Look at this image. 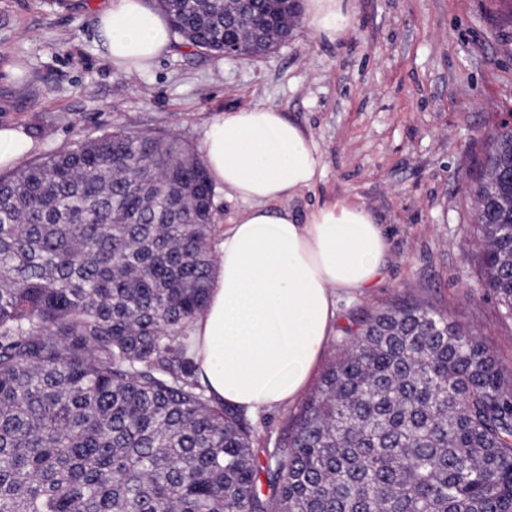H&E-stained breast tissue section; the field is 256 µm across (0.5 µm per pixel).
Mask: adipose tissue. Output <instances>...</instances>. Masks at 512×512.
Returning a JSON list of instances; mask_svg holds the SVG:
<instances>
[{"label": "adipose tissue", "mask_w": 512, "mask_h": 512, "mask_svg": "<svg viewBox=\"0 0 512 512\" xmlns=\"http://www.w3.org/2000/svg\"><path fill=\"white\" fill-rule=\"evenodd\" d=\"M308 24L333 39L351 22L346 0H305ZM98 45L118 70L140 71L171 44L146 0H111L96 17ZM202 155L242 210L214 244L207 303L191 325L195 372L216 402L256 415L304 395L339 319L337 302L372 288L388 244L372 213L339 199L298 217L281 202L319 180L313 137L274 104L219 114Z\"/></svg>", "instance_id": "adipose-tissue-1"}]
</instances>
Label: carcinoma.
I'll use <instances>...</instances> for the list:
<instances>
[{
    "label": "carcinoma",
    "mask_w": 512,
    "mask_h": 512,
    "mask_svg": "<svg viewBox=\"0 0 512 512\" xmlns=\"http://www.w3.org/2000/svg\"><path fill=\"white\" fill-rule=\"evenodd\" d=\"M205 53L274 0H151ZM512 176V126L470 190ZM215 188L169 135L115 127L0 177V512H512V373L432 307L342 327L345 352L292 430L255 451L245 414L195 373L214 267ZM483 285L512 320V213L476 215ZM264 457H259V454Z\"/></svg>",
    "instance_id": "obj_1"
}]
</instances>
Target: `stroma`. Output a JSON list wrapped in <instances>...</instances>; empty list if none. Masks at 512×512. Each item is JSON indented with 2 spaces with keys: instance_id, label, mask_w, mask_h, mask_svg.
<instances>
[{
  "instance_id": "1",
  "label": "stroma",
  "mask_w": 512,
  "mask_h": 512,
  "mask_svg": "<svg viewBox=\"0 0 512 512\" xmlns=\"http://www.w3.org/2000/svg\"><path fill=\"white\" fill-rule=\"evenodd\" d=\"M109 0H0V127H23L29 163L121 126L201 148L219 113L275 104L321 151L323 174L290 200L298 217L338 199L381 224L382 278L339 302L340 324L398 299L447 313L512 368V321L474 260L473 163L512 114V26L500 0H352L336 39L300 23L254 60L175 44L128 75L98 48Z\"/></svg>"
}]
</instances>
